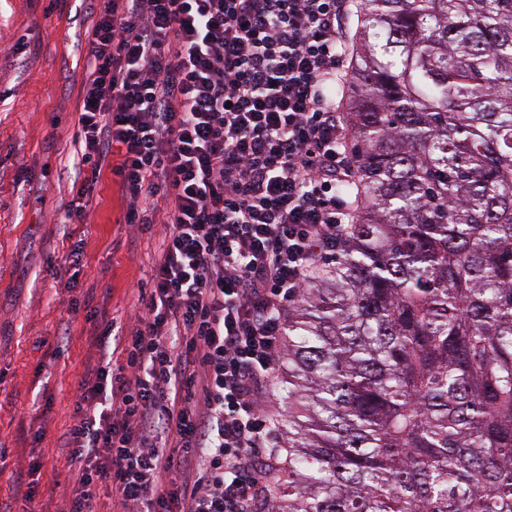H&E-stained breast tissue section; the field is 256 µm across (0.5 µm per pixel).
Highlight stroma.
Segmentation results:
<instances>
[{
  "mask_svg": "<svg viewBox=\"0 0 512 512\" xmlns=\"http://www.w3.org/2000/svg\"><path fill=\"white\" fill-rule=\"evenodd\" d=\"M91 0H0V505L65 512L59 438L95 367L98 311L133 324L159 231L135 236L108 157L83 223L66 215L77 177L75 117ZM29 45H17L19 37ZM83 251L70 276L66 255Z\"/></svg>",
  "mask_w": 512,
  "mask_h": 512,
  "instance_id": "35a3bbf8",
  "label": "stroma"
}]
</instances>
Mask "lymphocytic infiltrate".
Masks as SVG:
<instances>
[{"label":"lymphocytic infiltrate","instance_id":"1","mask_svg":"<svg viewBox=\"0 0 512 512\" xmlns=\"http://www.w3.org/2000/svg\"><path fill=\"white\" fill-rule=\"evenodd\" d=\"M350 0H97L74 142L83 221L111 153L138 232L165 226L142 313L77 388L68 512H252L285 312L336 247L353 173L333 92ZM123 354L113 364L112 349Z\"/></svg>","mask_w":512,"mask_h":512}]
</instances>
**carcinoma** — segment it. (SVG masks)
<instances>
[{
	"instance_id": "cac0c4a2",
	"label": "carcinoma",
	"mask_w": 512,
	"mask_h": 512,
	"mask_svg": "<svg viewBox=\"0 0 512 512\" xmlns=\"http://www.w3.org/2000/svg\"><path fill=\"white\" fill-rule=\"evenodd\" d=\"M356 206L288 307L273 510L512 512V0H362Z\"/></svg>"
}]
</instances>
